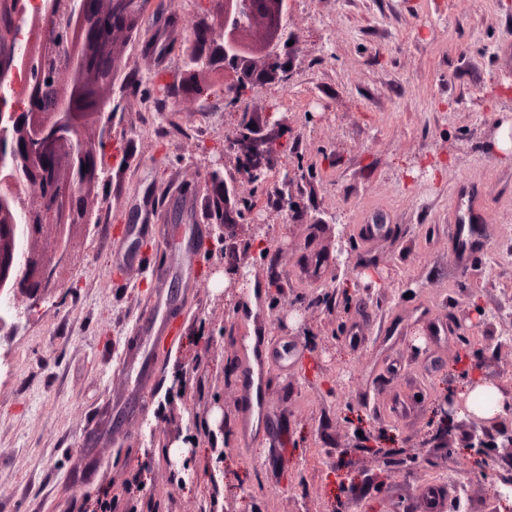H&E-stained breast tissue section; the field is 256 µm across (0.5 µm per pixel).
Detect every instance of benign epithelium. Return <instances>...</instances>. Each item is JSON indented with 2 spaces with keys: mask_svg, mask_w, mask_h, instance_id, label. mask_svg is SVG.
<instances>
[{
  "mask_svg": "<svg viewBox=\"0 0 512 512\" xmlns=\"http://www.w3.org/2000/svg\"><path fill=\"white\" fill-rule=\"evenodd\" d=\"M290 0H208L213 22L196 27L185 53L184 79L161 83L169 96L208 98L211 90L192 80L205 68L224 72V103L235 108L254 85L285 72L280 50L288 45ZM149 0H44L39 16L29 21L27 53L17 46L16 0H0V82L29 64L30 78L14 86L20 107L0 106V293L7 308L0 311V328L22 311L38 305L58 284L68 262V231L88 224L92 199L107 171L117 106L105 91L114 87L116 35L132 31L144 16ZM83 26L87 53L72 49L68 21ZM262 54L267 67L257 68ZM288 128L267 116L262 120L243 112L233 139L224 151L235 153L239 166L253 179L266 178L277 143ZM300 175L288 171L275 208L288 213L297 203ZM209 223L224 253L247 254V246L226 236L251 203L237 196L234 183L217 172L206 185ZM491 419L468 413V447L512 450V429L497 428ZM492 512H512V483L494 496Z\"/></svg>",
  "mask_w": 512,
  "mask_h": 512,
  "instance_id": "benign-epithelium-1",
  "label": "benign epithelium"
}]
</instances>
